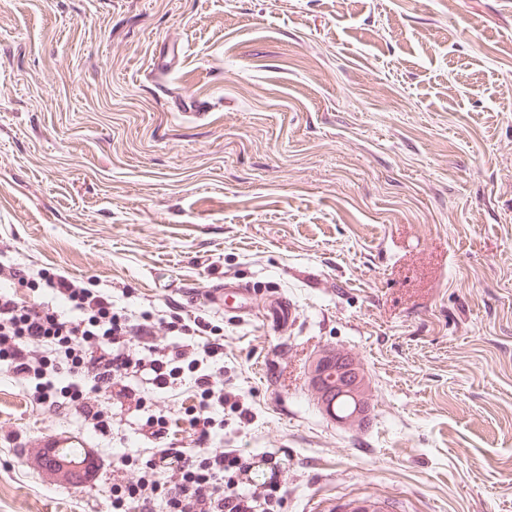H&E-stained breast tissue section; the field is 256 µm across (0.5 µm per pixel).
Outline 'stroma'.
<instances>
[{
  "mask_svg": "<svg viewBox=\"0 0 512 512\" xmlns=\"http://www.w3.org/2000/svg\"><path fill=\"white\" fill-rule=\"evenodd\" d=\"M0 258L210 310L254 415L213 445L259 483L276 458L281 512H512V0H0ZM235 278L298 321L209 309ZM327 347L364 366L363 429L313 402ZM136 382L188 444L192 380ZM140 424L93 433L0 374V512H110ZM53 439L97 477L47 476Z\"/></svg>",
  "mask_w": 512,
  "mask_h": 512,
  "instance_id": "obj_1",
  "label": "stroma"
}]
</instances>
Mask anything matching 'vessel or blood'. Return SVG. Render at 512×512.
<instances>
[{
    "mask_svg": "<svg viewBox=\"0 0 512 512\" xmlns=\"http://www.w3.org/2000/svg\"><path fill=\"white\" fill-rule=\"evenodd\" d=\"M208 302L226 315L242 321L262 318L273 329L294 324L299 314L295 302L281 291L270 290L260 297L248 283L238 280L225 281L219 288L211 290Z\"/></svg>",
    "mask_w": 512,
    "mask_h": 512,
    "instance_id": "1",
    "label": "vessel or blood"
}]
</instances>
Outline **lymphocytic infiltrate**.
<instances>
[{
  "mask_svg": "<svg viewBox=\"0 0 512 512\" xmlns=\"http://www.w3.org/2000/svg\"><path fill=\"white\" fill-rule=\"evenodd\" d=\"M22 278L20 267L0 265V369L28 386L33 403L78 414L104 434L112 429V414L102 401L145 411L135 382L139 373H148L162 392L176 390L183 376L193 380L189 446L168 442L167 418L148 414L140 431L158 447L145 460L120 458L119 471L134 477L113 481L112 512H155L159 506L164 512H280V482L245 485L249 457L212 446L224 426L213 406H229L243 425L253 415L214 364L224 345L212 336L206 314L187 318L175 310L154 323L115 307L111 294L46 269L40 279L47 297L21 302L15 286ZM159 326L178 334V342H150Z\"/></svg>",
  "mask_w": 512,
  "mask_h": 512,
  "instance_id": "1",
  "label": "lymphocytic infiltrate"
}]
</instances>
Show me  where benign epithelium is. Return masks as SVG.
<instances>
[{"label": "benign epithelium", "instance_id": "1", "mask_svg": "<svg viewBox=\"0 0 512 512\" xmlns=\"http://www.w3.org/2000/svg\"><path fill=\"white\" fill-rule=\"evenodd\" d=\"M310 385L317 408L324 412L331 410L329 393L336 399L350 397L356 401L353 413L336 417V422L349 428L355 427L367 414L368 388L364 382L360 361L338 349L326 350L318 354L309 366ZM49 459L47 471L60 483L69 484L81 475L88 477L94 470V459L85 450L78 457L61 453L58 444H50L43 449L41 459Z\"/></svg>", "mask_w": 512, "mask_h": 512}]
</instances>
